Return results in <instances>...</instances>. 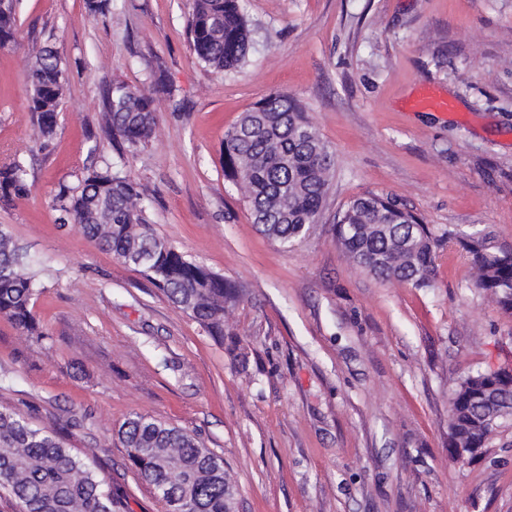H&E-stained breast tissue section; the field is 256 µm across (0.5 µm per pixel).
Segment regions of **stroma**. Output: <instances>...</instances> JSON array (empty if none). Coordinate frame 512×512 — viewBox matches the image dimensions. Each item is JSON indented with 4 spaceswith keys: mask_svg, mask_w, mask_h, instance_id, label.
<instances>
[{
    "mask_svg": "<svg viewBox=\"0 0 512 512\" xmlns=\"http://www.w3.org/2000/svg\"><path fill=\"white\" fill-rule=\"evenodd\" d=\"M249 61L224 75L196 58L190 0H16L0 47V162L24 150L30 194L0 203L48 270L31 338L0 316V407L57 429L126 493L165 512L117 436L144 415L224 461L236 512H512V417L482 456L449 446V401L469 372L512 367V314L474 286L458 241L433 287L383 282L336 242L335 215L367 192L441 231L512 244V0H242ZM45 46L67 70L54 139L41 146L27 67ZM166 86L158 136L127 156L155 232L239 286L224 315L234 361L141 268L57 224L54 190L90 166L114 82ZM301 101L335 153L312 234L281 249L225 179L224 134L272 92ZM448 99L440 111L426 94Z\"/></svg>",
    "mask_w": 512,
    "mask_h": 512,
    "instance_id": "35a3bbf8",
    "label": "stroma"
}]
</instances>
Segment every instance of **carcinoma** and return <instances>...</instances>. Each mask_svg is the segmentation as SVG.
Returning <instances> with one entry per match:
<instances>
[{
  "instance_id": "1",
  "label": "carcinoma",
  "mask_w": 512,
  "mask_h": 512,
  "mask_svg": "<svg viewBox=\"0 0 512 512\" xmlns=\"http://www.w3.org/2000/svg\"><path fill=\"white\" fill-rule=\"evenodd\" d=\"M193 52L213 72L243 66L251 31L239 0H193L188 19ZM15 0H0V46L16 39ZM163 87L115 82L103 96L102 129L131 154L157 135L154 94ZM67 88L61 58L51 48L35 54L27 77V101L42 143L53 139ZM90 153L101 165L62 180L54 190L57 223L78 224L113 257L141 268L170 301L210 336L224 339L225 308L240 298L239 287L159 237L150 222L139 183L117 169L96 141ZM224 177L248 204L258 230L284 250L308 238L319 223L335 167L333 152L317 134L303 104L273 93L242 113L224 135ZM28 170L16 151L0 166V200L25 198ZM334 232L348 259L383 281L418 289L433 287L439 249L455 236L438 234L421 217L376 193L352 199ZM475 286L512 313V245L488 233L464 244ZM44 268L0 226V315L26 336H43L31 300L43 290ZM512 415V390L496 386L485 371L462 379L451 397L450 444L482 448L499 421ZM127 461L152 486L166 512H235V490L224 463L188 432L144 416L118 430ZM0 492L18 512H127L126 497L102 476L94 462L65 447L53 429L0 409Z\"/></svg>"
}]
</instances>
